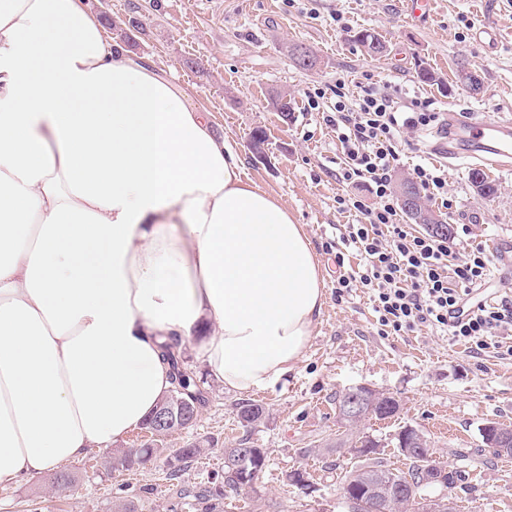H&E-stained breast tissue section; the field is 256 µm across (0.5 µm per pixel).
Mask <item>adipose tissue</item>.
Masks as SVG:
<instances>
[{"label":"adipose tissue","instance_id":"obj_1","mask_svg":"<svg viewBox=\"0 0 512 512\" xmlns=\"http://www.w3.org/2000/svg\"><path fill=\"white\" fill-rule=\"evenodd\" d=\"M325 304L303 225L83 0H0V484L141 426L196 338L224 389L274 385Z\"/></svg>","mask_w":512,"mask_h":512}]
</instances>
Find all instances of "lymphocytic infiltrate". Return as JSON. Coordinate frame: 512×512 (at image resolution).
<instances>
[{
  "instance_id": "obj_1",
  "label": "lymphocytic infiltrate",
  "mask_w": 512,
  "mask_h": 512,
  "mask_svg": "<svg viewBox=\"0 0 512 512\" xmlns=\"http://www.w3.org/2000/svg\"><path fill=\"white\" fill-rule=\"evenodd\" d=\"M324 121L336 133L343 179L363 181L374 198L369 205L338 200L341 210L356 211L361 220L346 225L341 238L360 262L353 270L346 267L344 255H337V295L364 289L383 336L424 326L464 343L473 355L502 349L503 335L512 330V298L472 303L474 290L485 282L492 264L485 248L475 246L463 253L447 237L401 223L390 188L403 134L439 123L438 113L429 111L425 102L404 105L384 90L367 86L351 103L344 92H337Z\"/></svg>"
}]
</instances>
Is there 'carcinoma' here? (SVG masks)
<instances>
[{
	"instance_id": "obj_1",
	"label": "carcinoma",
	"mask_w": 512,
	"mask_h": 512,
	"mask_svg": "<svg viewBox=\"0 0 512 512\" xmlns=\"http://www.w3.org/2000/svg\"><path fill=\"white\" fill-rule=\"evenodd\" d=\"M351 40L369 56H378L386 51V44L376 32L369 29H360L353 32ZM180 346L181 340L175 336L170 337L167 342L162 344L163 355L172 366L175 387L161 400L158 408L161 409L170 404L174 405L177 401L184 399L191 406V412L196 414L198 413L199 398L189 391L193 378L181 364ZM238 417L244 426H252L265 418V408L260 404L248 402L239 406ZM201 452L202 448L192 445L169 454L167 449L154 441L144 448H124L116 451L112 454V463L115 464L117 469L133 470L161 461L168 465V478L175 479L180 472L184 471L186 464L197 458ZM239 452L240 449L238 448L224 449V460L230 462L232 467L235 468L239 482L256 481L266 467V450L251 448L243 457L239 455ZM408 460H410V466L405 472L393 471L385 467L380 461H370L344 474L340 481L341 491H349L355 496L363 497L364 512H377L385 502L383 493L414 476L420 469L421 463L425 462V458L421 455H412L408 457ZM226 485L227 480L224 479L218 489L214 491L206 490L198 495L196 500L200 504L199 512H217V509L221 508L218 500L226 496Z\"/></svg>"
}]
</instances>
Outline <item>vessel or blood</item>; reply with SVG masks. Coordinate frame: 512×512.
Segmentation results:
<instances>
[{"mask_svg": "<svg viewBox=\"0 0 512 512\" xmlns=\"http://www.w3.org/2000/svg\"><path fill=\"white\" fill-rule=\"evenodd\" d=\"M432 150L448 165L465 160L484 169L512 166V118L484 121L474 117L448 115V134Z\"/></svg>", "mask_w": 512, "mask_h": 512, "instance_id": "obj_1", "label": "vessel or blood"}]
</instances>
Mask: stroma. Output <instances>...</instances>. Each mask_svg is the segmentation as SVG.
Returning <instances> with one entry per match:
<instances>
[{
	"label": "stroma",
	"instance_id": "stroma-1",
	"mask_svg": "<svg viewBox=\"0 0 512 512\" xmlns=\"http://www.w3.org/2000/svg\"><path fill=\"white\" fill-rule=\"evenodd\" d=\"M102 25L107 44L118 43L153 63L184 89L215 132L227 137L255 187L288 208L311 240L325 276L326 303L302 358L282 381L246 400L265 407V419L243 427L237 406L244 398L224 390L195 358L194 340L181 345V362L191 372L199 414L187 428L170 432L164 446L176 451L200 445L202 452L180 479L166 480L163 464L115 470L112 447L0 486V512H113L122 498L138 512H196L195 492L224 470V450L236 443L263 448L268 462L253 487L223 500V512H349L338 477L361 466L352 451L336 452L346 432L337 421L336 399L365 385L395 397L400 409L388 419L369 417L360 430L379 442L386 466L407 470L396 446L402 427L419 429L437 457L456 475L453 485L431 489V496L454 500L457 512H512V457L494 456L481 429L496 421L512 426V358L488 353L472 356L464 345L428 328L399 336L377 332L376 314L366 294H336L334 246L355 212L337 207V196L372 202L360 181H340L336 134L307 96L321 93V108L334 105L336 83L346 95L374 83L401 101H429L434 112L454 111L493 121L512 112V0H428L422 20L405 12L404 0H85ZM137 18L141 29H130ZM493 26L500 35L490 53L472 38ZM371 29L387 46L371 57L350 39ZM302 43L317 56L315 68L296 66L290 45ZM465 65L483 88L473 93L456 79ZM439 74L441 84L417 80L418 66ZM288 94L291 120L272 104ZM262 130L260 150L252 134ZM466 163L448 169L451 208L430 201L453 230H461L469 211L482 223L471 237L486 244L512 237V170L494 173L498 192L481 196L469 181ZM310 475V488L288 479L294 469ZM73 482L57 489V473Z\"/></svg>",
	"mask_w": 512,
	"mask_h": 512
}]
</instances>
